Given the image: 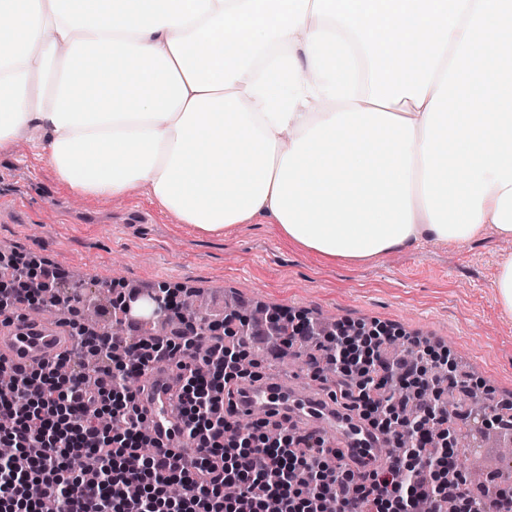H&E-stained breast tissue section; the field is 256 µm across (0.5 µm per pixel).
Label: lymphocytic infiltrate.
<instances>
[{
    "label": "lymphocytic infiltrate",
    "instance_id": "obj_1",
    "mask_svg": "<svg viewBox=\"0 0 512 512\" xmlns=\"http://www.w3.org/2000/svg\"><path fill=\"white\" fill-rule=\"evenodd\" d=\"M39 276L38 287L0 300V311L45 301L61 272L47 264ZM266 323L272 352L317 342L334 367L346 408L393 447L384 466L352 468L328 455L319 434L282 422H262L264 431L277 433L271 444L244 448L227 438L234 422L224 411V390L239 370L242 349L225 346L223 335L215 334L211 341L221 357L200 356L197 319L183 322L174 337L150 342L92 335L76 325L71 348L38 366L15 368L16 393L0 399V444L14 450L0 459V512H43L48 502L57 512H325L329 502L335 512H418L424 498L432 512H448L452 503L464 512H512V491L493 485L477 494L465 478L449 479L455 457L441 435L447 407L428 398L410 419L402 400L386 393L387 385L421 380L425 351L384 358L392 336L378 326L366 358L349 374L344 365L355 350L353 324L323 335L308 319L286 327L271 316ZM161 359L176 361L181 371V434L195 449L188 459L164 448L148 456L140 451L138 382ZM104 415L111 418L106 427L98 423ZM74 457L81 468L71 478L65 463ZM174 482L184 489L176 499Z\"/></svg>",
    "mask_w": 512,
    "mask_h": 512
}]
</instances>
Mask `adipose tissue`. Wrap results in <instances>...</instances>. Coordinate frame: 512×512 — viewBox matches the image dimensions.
Returning a JSON list of instances; mask_svg holds the SVG:
<instances>
[{
  "label": "adipose tissue",
  "mask_w": 512,
  "mask_h": 512,
  "mask_svg": "<svg viewBox=\"0 0 512 512\" xmlns=\"http://www.w3.org/2000/svg\"><path fill=\"white\" fill-rule=\"evenodd\" d=\"M324 261L512 239V0H0V150Z\"/></svg>",
  "instance_id": "ef3b65f1"
}]
</instances>
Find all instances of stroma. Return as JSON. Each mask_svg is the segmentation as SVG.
<instances>
[{
  "mask_svg": "<svg viewBox=\"0 0 512 512\" xmlns=\"http://www.w3.org/2000/svg\"><path fill=\"white\" fill-rule=\"evenodd\" d=\"M142 224L126 223L129 212ZM512 241L489 236L467 243L424 241L359 265L327 264L289 245L266 220L208 237L153 201L145 188L119 198L85 196L60 183L48 157L25 145L0 151V254L46 261L69 274L62 286L110 303L129 289H207L210 321L224 317L225 295L256 302L322 329L339 322L373 323L450 352L459 376L485 392L486 419L457 421L460 435L495 432L492 405L512 403V317L494 301L496 255ZM255 373L300 378L308 390L332 389L313 378L306 352L288 361L253 340L245 356Z\"/></svg>",
  "mask_w": 512,
  "mask_h": 512,
  "instance_id": "stroma-1",
  "label": "stroma"
}]
</instances>
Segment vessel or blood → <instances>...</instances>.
Instances as JSON below:
<instances>
[{"label":"vessel or blood","mask_w":512,"mask_h":512,"mask_svg":"<svg viewBox=\"0 0 512 512\" xmlns=\"http://www.w3.org/2000/svg\"><path fill=\"white\" fill-rule=\"evenodd\" d=\"M10 333L0 337V358L15 364H30L52 357L61 349L64 328L60 322L33 316L10 319ZM179 372L167 365L152 370L141 385L140 407L149 423L152 440L158 445L183 449L180 435ZM235 409L246 417L266 412L268 419H290L318 430L329 447L339 451L345 462L357 468L375 466L381 435L334 400L318 397L288 379L271 376L258 381H238Z\"/></svg>","instance_id":"obj_1"}]
</instances>
